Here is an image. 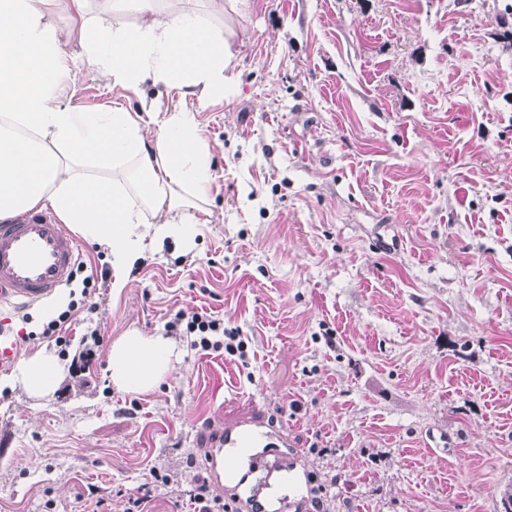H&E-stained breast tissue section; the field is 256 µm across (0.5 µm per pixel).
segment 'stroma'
Listing matches in <instances>:
<instances>
[{
    "mask_svg": "<svg viewBox=\"0 0 512 512\" xmlns=\"http://www.w3.org/2000/svg\"><path fill=\"white\" fill-rule=\"evenodd\" d=\"M512 0H248L233 93L117 90L89 71L76 107L198 108L215 178L193 246L126 270L81 242L104 349L178 310L238 329L246 359L179 340L171 375L118 391L108 360L35 397L0 386V512H87L150 492L184 512L203 429L288 423L327 512H500L512 489ZM73 281L70 290L80 289ZM0 312L18 359L49 307Z\"/></svg>",
    "mask_w": 512,
    "mask_h": 512,
    "instance_id": "stroma-1",
    "label": "stroma"
}]
</instances>
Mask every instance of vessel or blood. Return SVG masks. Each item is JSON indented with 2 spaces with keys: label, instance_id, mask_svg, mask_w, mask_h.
I'll return each instance as SVG.
<instances>
[{
  "label": "vessel or blood",
  "instance_id": "obj_1",
  "mask_svg": "<svg viewBox=\"0 0 512 512\" xmlns=\"http://www.w3.org/2000/svg\"><path fill=\"white\" fill-rule=\"evenodd\" d=\"M78 239L51 209L0 223V310L23 309L56 296L72 278L79 260ZM288 445V426L246 418L213 429L198 462L215 485L232 477L231 495L247 512H304L307 497L292 493L295 469L278 454Z\"/></svg>",
  "mask_w": 512,
  "mask_h": 512
}]
</instances>
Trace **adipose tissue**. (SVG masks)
Listing matches in <instances>:
<instances>
[{"mask_svg":"<svg viewBox=\"0 0 512 512\" xmlns=\"http://www.w3.org/2000/svg\"><path fill=\"white\" fill-rule=\"evenodd\" d=\"M242 3L208 0L197 11L177 0H0V222L51 207L60 223L109 248L121 268L139 257L143 233L158 243H191L214 179L196 111L151 102L137 113L83 111L67 85L84 67L115 88L149 80L203 104L227 98L235 32L215 19ZM55 5L73 20L80 55L49 20ZM101 13L134 21L107 27ZM177 356L164 335L125 334L109 353L110 380L127 393L151 392ZM61 372L54 356L39 351L12 380L41 396Z\"/></svg>","mask_w":512,"mask_h":512,"instance_id":"adipose-tissue-1","label":"adipose tissue"}]
</instances>
